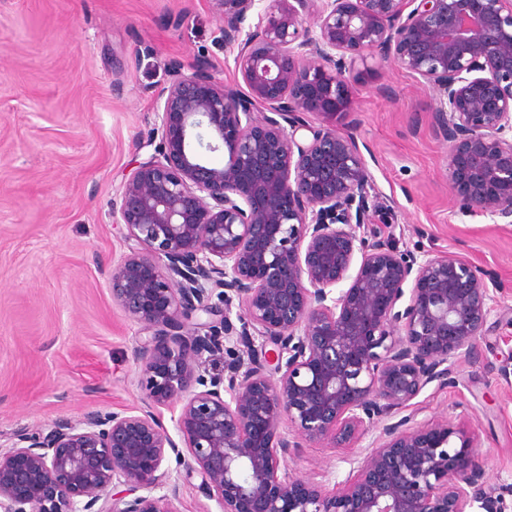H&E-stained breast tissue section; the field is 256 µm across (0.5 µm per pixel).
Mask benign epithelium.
Instances as JSON below:
<instances>
[{
	"instance_id": "7a95c632",
	"label": "benign epithelium",
	"mask_w": 512,
	"mask_h": 512,
	"mask_svg": "<svg viewBox=\"0 0 512 512\" xmlns=\"http://www.w3.org/2000/svg\"><path fill=\"white\" fill-rule=\"evenodd\" d=\"M209 2L236 78L168 66L158 145L112 203L128 252L109 290L146 333L144 407L0 433V512H178L180 469L218 512H498L476 434L415 422L414 400L455 386L503 289L399 250L337 125L353 127L357 64H396L439 93L457 210L512 224V0ZM171 404L177 440L156 413ZM378 427L332 492L284 466L304 441Z\"/></svg>"
}]
</instances>
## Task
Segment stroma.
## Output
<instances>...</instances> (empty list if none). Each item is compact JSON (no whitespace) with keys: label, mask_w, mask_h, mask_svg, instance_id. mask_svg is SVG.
Here are the masks:
<instances>
[{"label":"stroma","mask_w":512,"mask_h":512,"mask_svg":"<svg viewBox=\"0 0 512 512\" xmlns=\"http://www.w3.org/2000/svg\"><path fill=\"white\" fill-rule=\"evenodd\" d=\"M235 77L208 0H0V431L143 403L132 350L141 327L108 279L126 252L112 201L154 127L169 63ZM438 97L392 63L354 85L355 134L400 249L454 254L504 285L486 334L428 385L421 416L476 431L500 512H512V224L456 211ZM348 451L324 441L287 460L296 477L341 482Z\"/></svg>","instance_id":"35a3bbf8"}]
</instances>
